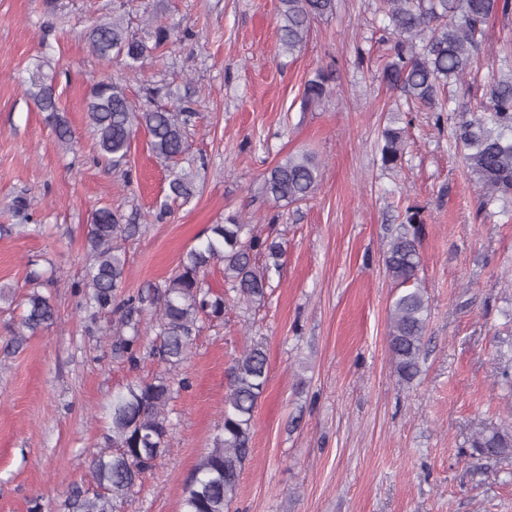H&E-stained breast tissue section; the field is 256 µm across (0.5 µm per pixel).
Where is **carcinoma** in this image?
<instances>
[{"mask_svg":"<svg viewBox=\"0 0 512 512\" xmlns=\"http://www.w3.org/2000/svg\"><path fill=\"white\" fill-rule=\"evenodd\" d=\"M394 38L393 53L382 70L383 81L404 93L422 112L430 113L434 125L449 111L446 94L451 83L465 78L477 65L478 35L497 16L512 14V0H380ZM336 13V0H280L279 41L293 53L306 40L311 23ZM87 39L101 59L123 61L126 73L138 75L148 57L172 41V32L156 25L138 36L114 14L90 28ZM328 76L319 72L304 87L302 104L311 107L327 92ZM24 93L47 113L58 144L70 149L73 132L60 115L54 77L39 64L24 82ZM483 115L459 123L455 138L464 149V160L485 192L479 204L484 217L494 215L493 206L512 200V74L492 80L480 103ZM87 123L95 136L98 159L120 168L127 163L131 143L139 130L149 136L150 150L169 172L173 199L189 200L195 191L192 172L179 167L188 149L191 112L143 109L133 105L124 84L104 78L96 83L86 102ZM394 117L381 131L378 149L384 165H395L404 150L403 128ZM320 176L317 161L307 153H292L267 174L262 192L276 202L297 203L309 198ZM425 219L421 210H406L385 257L392 279L404 291L390 308L389 350L398 376L411 382L421 372L420 355L428 317L422 289L410 288L421 266L419 242ZM135 224L121 223L110 207L94 211L89 224L90 258L82 280L71 287L83 296L85 305L97 314L117 316L112 321V353L136 366L143 337L139 326L143 312H150L149 331L159 344L158 361L170 369L188 357L200 323L224 315L226 302L234 299L248 305L264 304L271 269H279L284 254L282 242L252 232L238 216L213 224L182 256L176 270L161 285L148 292L116 301L126 279V257L121 242L133 237ZM264 257L267 263L258 264ZM224 263L228 288L215 293L204 282L205 269ZM22 314L13 342L49 327L56 319L51 297L36 289L20 299ZM132 334H125V330ZM268 378L267 357L261 345L245 350L230 374L224 396L221 431L196 464L185 488L183 512H229L237 495L239 477L250 460L254 436V409ZM170 381L156 377L135 380L113 396L111 426L104 434L107 451L93 457L88 471L96 485L87 496L80 485L71 487L67 512H120L142 474L153 468L168 447L170 420L166 407ZM473 455L482 458L512 456V426L492 427L476 434Z\"/></svg>","mask_w":512,"mask_h":512,"instance_id":"obj_1","label":"carcinoma"}]
</instances>
